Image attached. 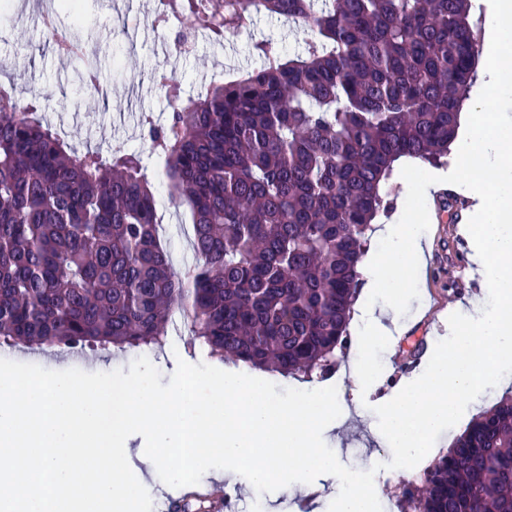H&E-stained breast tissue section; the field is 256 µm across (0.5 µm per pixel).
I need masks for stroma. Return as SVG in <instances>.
I'll return each instance as SVG.
<instances>
[{
    "instance_id": "obj_1",
    "label": "stroma",
    "mask_w": 512,
    "mask_h": 512,
    "mask_svg": "<svg viewBox=\"0 0 512 512\" xmlns=\"http://www.w3.org/2000/svg\"><path fill=\"white\" fill-rule=\"evenodd\" d=\"M79 15L59 13L62 28H76L87 58L59 56L49 45L41 19V0H12L0 18V83L13 87L17 99L30 103L32 91L47 94L46 120L61 138L78 151L88 149L110 154L119 149H144L142 121L152 117L165 121L171 107L156 85L155 75L175 73L184 94L205 92L210 84L241 71L263 67L254 43L270 39L287 54L304 53L311 32L285 19L260 13L244 31L228 34L226 42H215L203 27L185 23L184 31L193 49L177 52L176 35L160 25L147 23L155 9L154 0H81ZM96 60L98 82L83 81L85 59ZM455 195L460 210L448 209V195ZM472 205L453 185H445L428 205L430 228L426 233V267L420 281L410 288L396 308L398 321L405 328L396 343L379 344L375 361L383 365L376 390L366 400L356 401L340 418L339 425L324 437L338 460L355 470L375 469L374 486L382 512H400L399 501L407 482L400 470L386 469L392 450L378 429L374 406L393 396L400 384L419 375L433 346L449 334L448 315L458 302L481 294L474 274L475 264L463 230ZM161 235L170 245L175 271L194 262L189 243V216L185 208L162 199ZM192 318L183 313L171 320L164 347L148 358L169 383L178 360L196 364L207 362L203 344L188 348ZM134 351L116 349L94 353L78 348L58 353L53 350L0 349V358L35 364L52 370L77 368L85 372L128 369L137 359ZM231 483L256 512H293L297 490L279 489L258 494L244 477Z\"/></svg>"
}]
</instances>
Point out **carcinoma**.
<instances>
[{
    "label": "carcinoma",
    "instance_id": "cac0c4a2",
    "mask_svg": "<svg viewBox=\"0 0 512 512\" xmlns=\"http://www.w3.org/2000/svg\"><path fill=\"white\" fill-rule=\"evenodd\" d=\"M471 0H157L221 42L267 12L306 25L305 54L254 44L259 71L145 121L202 262L174 272L142 152H79L0 84V347L165 343L192 302L217 360L283 375L336 369L380 182L399 157L448 155L479 56ZM403 512H512V397L477 415L407 492Z\"/></svg>",
    "mask_w": 512,
    "mask_h": 512
}]
</instances>
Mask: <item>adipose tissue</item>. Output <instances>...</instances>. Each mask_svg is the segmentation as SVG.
I'll return each mask as SVG.
<instances>
[{"label":"adipose tissue","mask_w":512,"mask_h":512,"mask_svg":"<svg viewBox=\"0 0 512 512\" xmlns=\"http://www.w3.org/2000/svg\"><path fill=\"white\" fill-rule=\"evenodd\" d=\"M424 229L415 222V211L405 208L396 222L382 231V246L367 253L360 272L364 280L349 328L357 338L355 366L350 377L356 391H373L378 375L373 366L372 352L378 342L391 336L383 323V314L376 309L377 297L397 302L408 286L414 285L423 267L422 241Z\"/></svg>","instance_id":"obj_1"}]
</instances>
